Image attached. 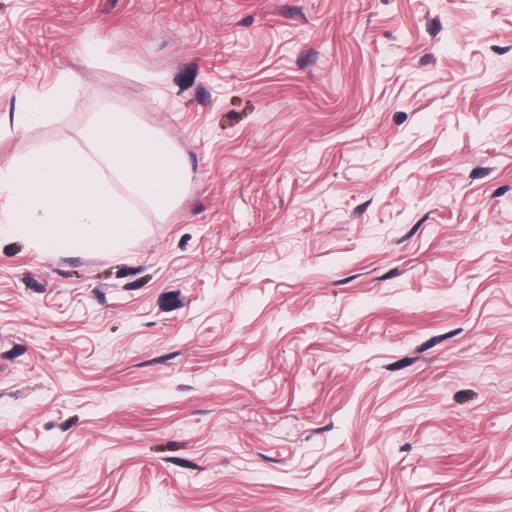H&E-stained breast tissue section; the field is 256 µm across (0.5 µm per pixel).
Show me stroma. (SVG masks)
I'll use <instances>...</instances> for the list:
<instances>
[{
	"label": "stroma",
	"instance_id": "obj_1",
	"mask_svg": "<svg viewBox=\"0 0 512 512\" xmlns=\"http://www.w3.org/2000/svg\"><path fill=\"white\" fill-rule=\"evenodd\" d=\"M62 76L188 178L0 238V512H512V0H0V166Z\"/></svg>",
	"mask_w": 512,
	"mask_h": 512
}]
</instances>
